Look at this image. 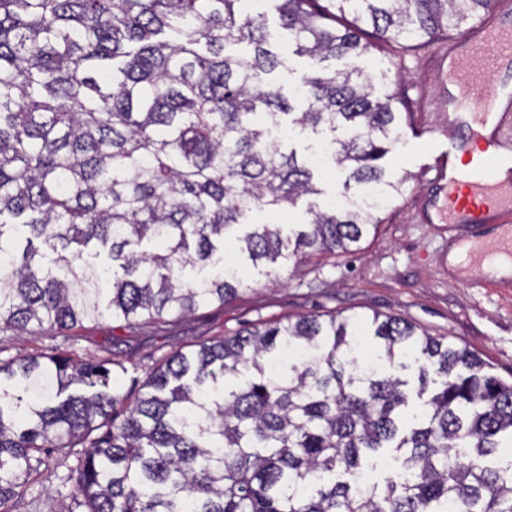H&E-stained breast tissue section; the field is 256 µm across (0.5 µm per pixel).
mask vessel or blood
Instances as JSON below:
<instances>
[{
	"instance_id": "b4317fda",
	"label": "vessel or blood",
	"mask_w": 512,
	"mask_h": 512,
	"mask_svg": "<svg viewBox=\"0 0 512 512\" xmlns=\"http://www.w3.org/2000/svg\"><path fill=\"white\" fill-rule=\"evenodd\" d=\"M436 62L448 85V118L458 135L434 161L432 223L496 227L471 242L472 272L512 259V6L488 13L450 39Z\"/></svg>"
}]
</instances>
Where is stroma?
Listing matches in <instances>:
<instances>
[{"label": "stroma", "mask_w": 512, "mask_h": 512, "mask_svg": "<svg viewBox=\"0 0 512 512\" xmlns=\"http://www.w3.org/2000/svg\"><path fill=\"white\" fill-rule=\"evenodd\" d=\"M249 7L267 16L287 65L277 84L284 95H292L306 62L296 54L287 31L279 28L273 0H251ZM451 36L446 30L418 46L378 40L369 54L355 61L369 71L376 94L394 98L400 138L381 165L388 180L405 183L402 196L380 212L378 227L361 240L357 251L287 267L275 285L265 266L243 262L245 285L233 302L178 318L161 334L140 322H86L75 330V357L114 354L125 365L117 375L121 390L134 391L155 362L247 323L332 313L363 320L379 313L400 316L466 346L492 373L511 380L512 278L484 286L465 268L449 269V250L460 239L475 237V229L456 233L444 224L425 223L420 215L431 191L432 157L447 150L452 138L447 91L435 66L436 54ZM45 472L46 481L27 484L9 503L10 512H62L70 505L73 488L64 481V463L50 459Z\"/></svg>", "instance_id": "stroma-1"}]
</instances>
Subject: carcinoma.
Listing matches in <instances>:
<instances>
[{
	"label": "carcinoma",
	"mask_w": 512,
	"mask_h": 512,
	"mask_svg": "<svg viewBox=\"0 0 512 512\" xmlns=\"http://www.w3.org/2000/svg\"><path fill=\"white\" fill-rule=\"evenodd\" d=\"M276 2L306 59L299 108L246 0H0V334L62 338L0 357V505L57 455L68 512H512V462L485 464L512 446V383L399 317L373 315L368 353L350 317L248 325L165 357L132 399L112 360L71 354L86 321L161 332L236 298L231 239L274 282L279 263L358 245L381 204L321 209L315 166L273 131H346L344 187L401 195L379 164L393 97L325 62L368 52V27L426 42L497 0ZM304 196L308 223L231 237ZM371 457L392 473L362 488Z\"/></svg>",
	"instance_id": "obj_1"
}]
</instances>
